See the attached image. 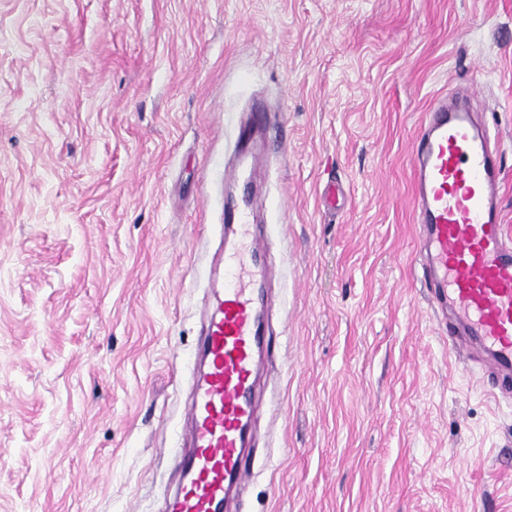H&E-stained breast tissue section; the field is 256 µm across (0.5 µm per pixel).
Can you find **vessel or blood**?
Wrapping results in <instances>:
<instances>
[{"instance_id":"vessel-or-blood-1","label":"vessel or blood","mask_w":512,"mask_h":512,"mask_svg":"<svg viewBox=\"0 0 512 512\" xmlns=\"http://www.w3.org/2000/svg\"><path fill=\"white\" fill-rule=\"evenodd\" d=\"M502 153L488 126L461 103L435 98L418 130L413 210L422 281L449 313L457 351L479 346L512 376V235L501 221ZM267 245L243 190L224 214V286L198 339L201 369L183 412L175 457L182 480L164 512H224L233 486L251 475L245 453L257 417L256 377L267 329L261 286Z\"/></svg>"}]
</instances>
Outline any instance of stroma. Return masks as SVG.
<instances>
[{
    "mask_svg": "<svg viewBox=\"0 0 512 512\" xmlns=\"http://www.w3.org/2000/svg\"><path fill=\"white\" fill-rule=\"evenodd\" d=\"M468 88L512 233V0H0V512L176 484L258 105L270 349L234 512H512V400L451 348L412 223L423 114ZM255 111L252 126L243 130L241 133L243 141L247 142L251 140L258 131L262 132L267 141L270 131L277 127V125L270 121L271 115L269 112H266L265 108L258 106Z\"/></svg>",
    "mask_w": 512,
    "mask_h": 512,
    "instance_id": "stroma-1",
    "label": "stroma"
}]
</instances>
